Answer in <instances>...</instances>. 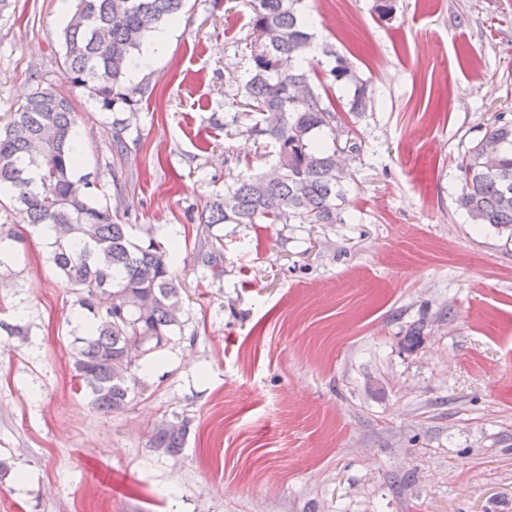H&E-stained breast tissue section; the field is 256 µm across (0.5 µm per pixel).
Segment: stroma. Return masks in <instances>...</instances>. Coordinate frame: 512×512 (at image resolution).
<instances>
[{
	"instance_id": "35a3bbf8",
	"label": "stroma",
	"mask_w": 512,
	"mask_h": 512,
	"mask_svg": "<svg viewBox=\"0 0 512 512\" xmlns=\"http://www.w3.org/2000/svg\"><path fill=\"white\" fill-rule=\"evenodd\" d=\"M304 0L371 94L342 224H200L269 140L225 137L249 79L251 0H187L163 55L113 103L57 65L74 0L0 14V121L36 85L70 95L80 173L124 222L175 238L182 332L121 413L74 386L73 296L41 234L0 275V512H512V228L470 224L460 155L512 119V0ZM135 113L126 150L112 122ZM219 247L224 274L203 258ZM189 418L179 457L150 431Z\"/></svg>"
}]
</instances>
